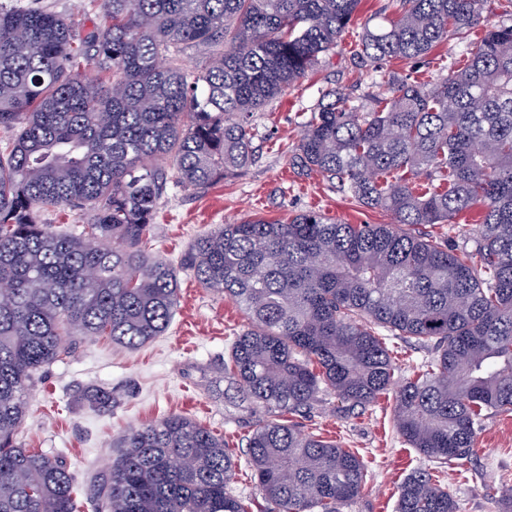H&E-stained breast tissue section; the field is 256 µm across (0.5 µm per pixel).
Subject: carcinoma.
Listing matches in <instances>:
<instances>
[{
  "label": "carcinoma",
  "mask_w": 512,
  "mask_h": 512,
  "mask_svg": "<svg viewBox=\"0 0 512 512\" xmlns=\"http://www.w3.org/2000/svg\"><path fill=\"white\" fill-rule=\"evenodd\" d=\"M108 22L0 0V512H75L56 455L21 448L29 379L74 336L136 349L168 329L179 272L232 300L249 326L224 357L225 389L263 416L245 435L251 476L277 512H340L365 482L359 456L306 434L333 393L350 407L388 393L380 331L434 353L395 392L394 423L439 463L473 455L485 413H512V25L475 41L482 0H395L354 52L416 60L455 37L467 62L434 82L382 72L370 105L323 90L292 163L335 182L391 224L309 210L247 219L197 239L178 265L147 256L170 185L202 190L247 170L253 113L303 78L353 23L360 0H89ZM201 65L188 72V50ZM91 62L105 84L81 73ZM479 205L473 252L409 227L454 224ZM80 213L77 232L39 221ZM112 412V390L83 395ZM94 489L103 512H251L230 491L240 460L182 416L126 431ZM397 512H459L426 471Z\"/></svg>",
  "instance_id": "cac0c4a2"
}]
</instances>
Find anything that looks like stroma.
<instances>
[{"mask_svg": "<svg viewBox=\"0 0 512 512\" xmlns=\"http://www.w3.org/2000/svg\"><path fill=\"white\" fill-rule=\"evenodd\" d=\"M392 11L391 0H362L335 48L254 114L256 161L244 175L196 193L169 190L158 204L147 245L153 256L176 264L195 238L219 225L256 217L285 220L305 210L345 224L390 223V215L360 207L337 184L315 173H297L291 154L322 90L342 88L366 103L373 92L368 76L378 69L433 81L463 63L466 48L451 37L422 60L356 67L352 51L362 25ZM480 212L476 206L457 223L426 225L422 231L449 247L471 251ZM247 325L231 300L181 275L178 308L164 335L135 350L103 336H80L71 354L34 375L18 444L61 456L82 492L116 456L114 443L126 430L171 414L187 416L237 446L247 431V416L224 401V357L231 336ZM97 387L111 389V414L98 415L83 402V393ZM393 407L388 394L352 411L329 395L299 420L302 430L340 442L365 465L364 489L342 512H395L404 479L431 466L398 435ZM440 480L461 512H497L499 494L512 490V415H488L471 459L446 465Z\"/></svg>", "mask_w": 512, "mask_h": 512, "instance_id": "obj_1", "label": "stroma"}]
</instances>
